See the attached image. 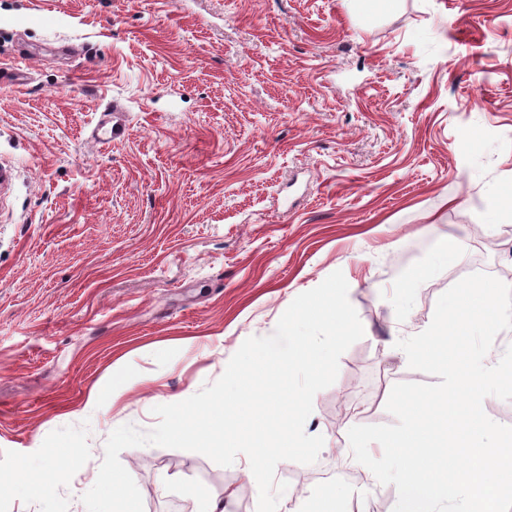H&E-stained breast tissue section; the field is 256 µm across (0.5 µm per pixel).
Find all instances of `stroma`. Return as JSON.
<instances>
[{"label":"stroma","mask_w":512,"mask_h":512,"mask_svg":"<svg viewBox=\"0 0 512 512\" xmlns=\"http://www.w3.org/2000/svg\"><path fill=\"white\" fill-rule=\"evenodd\" d=\"M114 105L124 137L94 144ZM447 237L456 261L419 277ZM474 265L512 272V0H0V477L73 449L50 502L0 512H86L115 428L152 430L337 270L364 335L314 397L317 460L276 467L278 512H393L348 431L435 383L381 340ZM119 459L144 512H197L190 484L257 512L241 462Z\"/></svg>","instance_id":"35a3bbf8"}]
</instances>
